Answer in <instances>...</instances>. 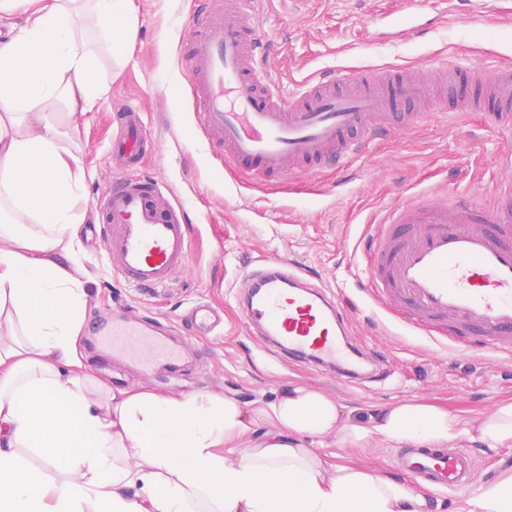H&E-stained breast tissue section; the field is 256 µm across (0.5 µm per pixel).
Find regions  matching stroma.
Returning <instances> with one entry per match:
<instances>
[{
  "label": "stroma",
  "mask_w": 512,
  "mask_h": 512,
  "mask_svg": "<svg viewBox=\"0 0 512 512\" xmlns=\"http://www.w3.org/2000/svg\"><path fill=\"white\" fill-rule=\"evenodd\" d=\"M134 6L133 47L122 61L100 59L109 84L106 98L78 119L59 121L64 146L85 171L79 256L90 291L81 333L88 375L112 388L145 386L165 395L225 393L249 406L269 402L282 386L297 383L332 395L353 420L367 426L382 408L406 399L440 404L468 420L512 400V355L440 344L401 325L359 289L365 244L392 206L423 190L488 192L512 180V170L497 163L504 135L487 126L481 113L451 119L436 111L370 142L343 168L252 180L216 158H202L190 143L196 121L182 61L195 33L193 0H134ZM443 6L448 21L434 32L407 33L381 44L371 41L367 20L407 11L408 0H259L251 26L267 50L271 80L287 92L329 68L413 71L446 59L473 67L512 61V0H443ZM127 103L141 108L155 137L142 156V174L168 188L194 221L188 263L174 283L153 293L123 284L92 230L99 221L95 198L121 174L109 144L112 113ZM268 254L288 255L337 289L351 312L353 341L383 360L386 380L364 388L346 384L281 359L248 335L236 291L245 262ZM200 300L223 307L224 329L216 336H184L183 374L171 383L139 376L90 347L99 316L113 302L175 323ZM311 448L330 469L356 464L408 480L396 467L392 442L353 445L331 436ZM456 448L470 453L478 470L463 488L426 489L435 512H460L475 487L512 472V446L464 440Z\"/></svg>",
  "instance_id": "stroma-1"
}]
</instances>
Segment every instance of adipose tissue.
I'll return each mask as SVG.
<instances>
[{
  "label": "adipose tissue",
  "mask_w": 512,
  "mask_h": 512,
  "mask_svg": "<svg viewBox=\"0 0 512 512\" xmlns=\"http://www.w3.org/2000/svg\"><path fill=\"white\" fill-rule=\"evenodd\" d=\"M21 6L26 26L0 40V512H429L373 470L328 471L306 441L512 444L511 402L473 422L407 400L368 427L305 385L249 411L225 394L89 377L76 259L84 172L46 108L59 102L73 119L105 95L100 56L133 46V2L0 0L6 13ZM260 422L271 432L252 437ZM466 512H512V474L479 487Z\"/></svg>",
  "instance_id": "1"
}]
</instances>
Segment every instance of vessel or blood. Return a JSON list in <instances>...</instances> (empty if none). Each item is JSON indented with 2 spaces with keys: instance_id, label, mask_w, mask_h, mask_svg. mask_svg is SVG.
I'll list each match as a JSON object with an SVG mask.
<instances>
[{
  "instance_id": "b4317fda",
  "label": "vessel or blood",
  "mask_w": 512,
  "mask_h": 512,
  "mask_svg": "<svg viewBox=\"0 0 512 512\" xmlns=\"http://www.w3.org/2000/svg\"><path fill=\"white\" fill-rule=\"evenodd\" d=\"M209 2L198 0L185 70L197 104L195 142L255 180L356 155L370 140L422 121L414 109L421 100L441 99L448 113H484L490 127L512 132L511 64L488 72L443 62L444 97L431 74L405 71H326L288 96L267 75L266 56L249 25L253 0L223 9ZM426 14L418 6L386 18L374 38L389 40L407 28L425 36ZM113 122L110 150L125 175L95 200L100 237L128 287L162 288L189 259L192 226L185 206L172 202L159 181L135 174L151 140L142 112L126 107ZM368 256L366 291L391 303L402 324L440 343L473 336L493 352L512 354V183L497 185L488 204L467 194L419 193L392 209L369 239ZM236 300L249 331L289 360L330 368L351 383L365 379L372 359L350 340L335 292L313 283L287 257L264 256L247 265ZM189 322L207 334L223 324L224 314L199 303ZM95 344L147 372L182 367L180 342L151 317L103 319ZM397 458L417 483L441 489L465 485L475 468L464 452L407 448Z\"/></svg>"
}]
</instances>
